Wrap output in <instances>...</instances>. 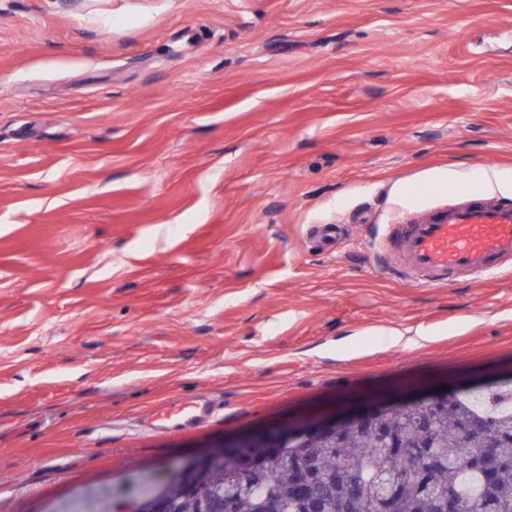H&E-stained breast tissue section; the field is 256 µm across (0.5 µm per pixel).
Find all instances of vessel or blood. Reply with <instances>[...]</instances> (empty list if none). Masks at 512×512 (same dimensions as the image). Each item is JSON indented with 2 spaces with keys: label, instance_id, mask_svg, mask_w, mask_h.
<instances>
[{
  "label": "vessel or blood",
  "instance_id": "vessel-or-blood-1",
  "mask_svg": "<svg viewBox=\"0 0 512 512\" xmlns=\"http://www.w3.org/2000/svg\"><path fill=\"white\" fill-rule=\"evenodd\" d=\"M378 245L394 270L416 287H444L454 279L474 283L512 273V203L476 198L452 189L445 205L385 225ZM206 396L176 399L152 409L144 423L160 432L196 427L214 417Z\"/></svg>",
  "mask_w": 512,
  "mask_h": 512
}]
</instances>
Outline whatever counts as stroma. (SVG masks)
<instances>
[{
    "mask_svg": "<svg viewBox=\"0 0 512 512\" xmlns=\"http://www.w3.org/2000/svg\"><path fill=\"white\" fill-rule=\"evenodd\" d=\"M491 169L511 202L512 0H0V512L511 367L512 276L415 288L372 244ZM215 414L216 405L208 396L189 401L176 399L152 409L144 424L160 432H170L196 427Z\"/></svg>",
    "mask_w": 512,
    "mask_h": 512,
    "instance_id": "35a3bbf8",
    "label": "stroma"
}]
</instances>
